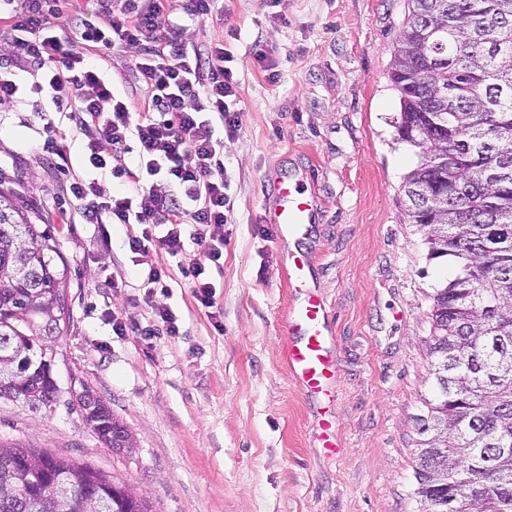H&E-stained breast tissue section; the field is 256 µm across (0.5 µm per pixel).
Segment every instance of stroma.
<instances>
[{
    "mask_svg": "<svg viewBox=\"0 0 512 512\" xmlns=\"http://www.w3.org/2000/svg\"><path fill=\"white\" fill-rule=\"evenodd\" d=\"M230 0L224 19L186 21L199 46L235 31L231 44L242 112L224 142L231 221L213 309L198 308L173 271L165 287L142 286L155 251L127 247L136 225L66 222L69 177L84 175L78 135L62 171L36 150L45 95L26 94L0 113V186L61 225L69 268L70 322L58 339L55 377L94 390L137 441L107 448L67 402L34 412L0 399V441L33 445L91 464L146 497L152 512H417L413 468L419 418L433 394L426 345L429 294L447 275L430 261L407 220L401 186L413 153L395 139L398 99L389 68L407 0ZM272 49L269 82L251 56ZM136 49L103 68L139 111ZM318 201L316 224L290 235L266 223L280 174ZM310 254L311 287L330 308L336 378L322 408L336 421L335 456L315 448L312 408L283 358L292 255ZM123 287H113V279ZM167 306L180 333L155 315ZM128 327L112 331L113 319Z\"/></svg>",
    "mask_w": 512,
    "mask_h": 512,
    "instance_id": "stroma-1",
    "label": "stroma"
}]
</instances>
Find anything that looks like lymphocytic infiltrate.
Masks as SVG:
<instances>
[{
	"mask_svg": "<svg viewBox=\"0 0 512 512\" xmlns=\"http://www.w3.org/2000/svg\"><path fill=\"white\" fill-rule=\"evenodd\" d=\"M182 26L163 0H0V37L11 58L0 63V112L21 99L16 71L34 75L54 113H40L43 152L70 166L68 121L83 137L87 177L65 192L87 224H135L131 252L155 250L174 259L198 306L215 304L212 274L222 271L223 243L206 230L229 222L233 205L224 175V140L240 127L232 51L221 42L190 50ZM139 48L134 67L146 90L142 111H131L86 57V49L117 53ZM135 154L134 164L121 158ZM118 187L105 194L99 172ZM199 245L188 252L186 240Z\"/></svg>",
	"mask_w": 512,
	"mask_h": 512,
	"instance_id": "f902f5d3",
	"label": "lymphocytic infiltrate"
}]
</instances>
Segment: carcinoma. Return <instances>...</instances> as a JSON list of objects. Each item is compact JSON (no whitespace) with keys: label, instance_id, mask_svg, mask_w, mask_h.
I'll use <instances>...</instances> for the list:
<instances>
[{"label":"carcinoma","instance_id":"1","mask_svg":"<svg viewBox=\"0 0 512 512\" xmlns=\"http://www.w3.org/2000/svg\"><path fill=\"white\" fill-rule=\"evenodd\" d=\"M389 81L398 142L417 157L402 190L426 258L452 279L430 294L427 344L437 384L414 469L418 512H512V0H408ZM455 25L425 41L423 29ZM0 188V399L34 412L60 402L44 320L69 317L68 267L57 229ZM79 409L109 448L134 443L100 397ZM57 475L81 492L66 499ZM116 482L96 468L0 441V512H102L98 492ZM112 512H149L145 498H112Z\"/></svg>","mask_w":512,"mask_h":512}]
</instances>
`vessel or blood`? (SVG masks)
I'll use <instances>...</instances> for the list:
<instances>
[{
	"label": "vessel or blood",
	"mask_w": 512,
	"mask_h": 512,
	"mask_svg": "<svg viewBox=\"0 0 512 512\" xmlns=\"http://www.w3.org/2000/svg\"><path fill=\"white\" fill-rule=\"evenodd\" d=\"M314 212V201L285 178L277 184V202L267 221L286 234L313 223ZM309 273V265L302 259L293 260L288 267V278L300 297L288 313L284 357L292 376L308 396L315 397L324 394L334 380L336 363L330 311L323 298L309 288Z\"/></svg>",
	"instance_id": "1"
}]
</instances>
